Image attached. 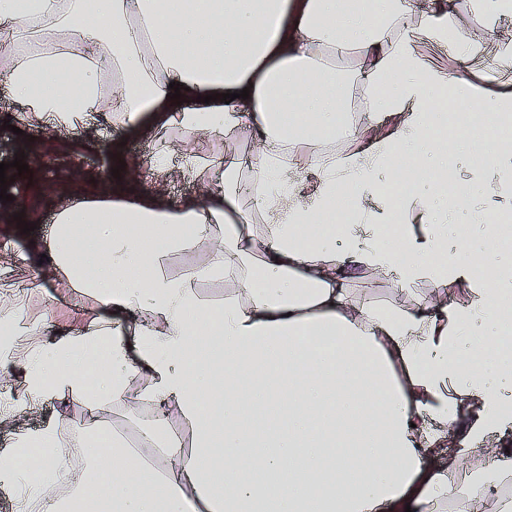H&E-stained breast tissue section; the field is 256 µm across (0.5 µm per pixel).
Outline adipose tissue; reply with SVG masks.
I'll return each instance as SVG.
<instances>
[{
	"instance_id": "1",
	"label": "adipose tissue",
	"mask_w": 512,
	"mask_h": 512,
	"mask_svg": "<svg viewBox=\"0 0 512 512\" xmlns=\"http://www.w3.org/2000/svg\"><path fill=\"white\" fill-rule=\"evenodd\" d=\"M447 41L460 62L448 72L421 51ZM483 43L449 0L420 13L398 0H0V87L27 126L71 130L105 112L119 134L150 121L207 143L233 130L254 141L246 167L225 148L224 179L201 198L128 204L117 187L54 197L44 274L96 307L71 339L47 346L34 330L0 426L65 393L157 411L143 453L113 441L107 471L99 438L60 446L65 413L16 437L0 460L13 512H446L463 471L469 498L512 512V365L493 347L512 322L501 272L466 237L449 242L445 197L377 180L412 168L443 183L445 91L490 121L512 112V94L494 90L512 42L471 67ZM331 55L367 72L360 121L338 119L345 88ZM173 82L185 86L176 101ZM379 112L390 133L377 131ZM339 136L354 149L318 155L302 189L295 145ZM210 163L160 141L143 167L160 184L175 168L203 179ZM472 181L481 195L464 207L477 221L507 187L494 152H479ZM200 240L227 288L219 307L162 265ZM382 275L407 301L374 306L350 286ZM451 285L459 300L440 303ZM173 412L193 448L168 437ZM488 439L490 463L473 454ZM71 453L85 465L63 498L54 489Z\"/></svg>"
}]
</instances>
